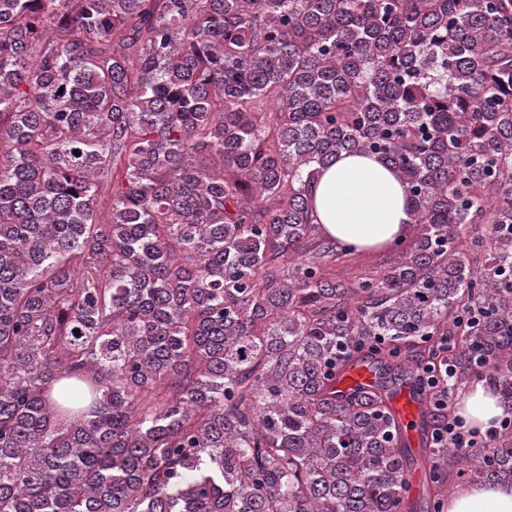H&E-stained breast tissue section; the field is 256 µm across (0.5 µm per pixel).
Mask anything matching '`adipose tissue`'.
Returning <instances> with one entry per match:
<instances>
[{
    "mask_svg": "<svg viewBox=\"0 0 512 512\" xmlns=\"http://www.w3.org/2000/svg\"><path fill=\"white\" fill-rule=\"evenodd\" d=\"M313 214L324 235L370 252L410 233L406 184L378 157L341 154L321 169L312 188ZM464 410L479 428L500 416L492 385L478 381L464 398ZM447 512H512V484H478L448 498Z\"/></svg>",
    "mask_w": 512,
    "mask_h": 512,
    "instance_id": "adipose-tissue-1",
    "label": "adipose tissue"
}]
</instances>
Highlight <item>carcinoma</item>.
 Instances as JSON below:
<instances>
[{"label": "carcinoma", "mask_w": 512, "mask_h": 512, "mask_svg": "<svg viewBox=\"0 0 512 512\" xmlns=\"http://www.w3.org/2000/svg\"><path fill=\"white\" fill-rule=\"evenodd\" d=\"M343 152L414 224L353 284ZM450 366L512 418V0H0V512H444L512 484V424L406 448L385 376L435 427ZM311 196L322 233L358 251L381 250L410 234L407 185L376 156L342 153L320 170ZM396 257L395 249L379 252L339 255L336 262L331 263L330 271L336 280L354 283L361 277L375 276L385 270ZM376 377V372L370 365L359 364L345 374L339 382L338 389L348 392L350 388L372 384ZM448 484L454 494L448 497L447 512H512V484H461L454 474ZM463 487L466 488L456 492Z\"/></svg>", "instance_id": "obj_1"}]
</instances>
